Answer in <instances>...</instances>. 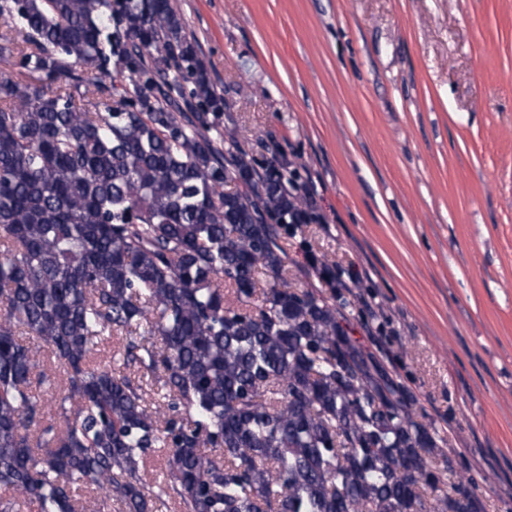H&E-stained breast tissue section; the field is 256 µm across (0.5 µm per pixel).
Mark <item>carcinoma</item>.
Instances as JSON below:
<instances>
[{
    "instance_id": "cac0c4a2",
    "label": "carcinoma",
    "mask_w": 512,
    "mask_h": 512,
    "mask_svg": "<svg viewBox=\"0 0 512 512\" xmlns=\"http://www.w3.org/2000/svg\"><path fill=\"white\" fill-rule=\"evenodd\" d=\"M0 63V512H483L352 301L288 282L294 172L211 147L172 0H0Z\"/></svg>"
}]
</instances>
